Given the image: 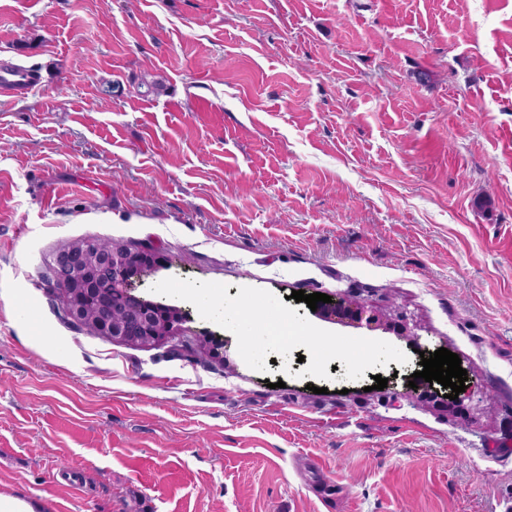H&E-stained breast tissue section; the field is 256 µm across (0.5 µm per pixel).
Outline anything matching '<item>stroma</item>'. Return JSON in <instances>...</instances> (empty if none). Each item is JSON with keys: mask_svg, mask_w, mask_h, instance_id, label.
Listing matches in <instances>:
<instances>
[{"mask_svg": "<svg viewBox=\"0 0 512 512\" xmlns=\"http://www.w3.org/2000/svg\"><path fill=\"white\" fill-rule=\"evenodd\" d=\"M0 491L48 512H512V0H0ZM153 250L137 295L223 358L115 344L40 282L61 249ZM168 277L358 295L413 364L332 381L240 357ZM30 312L18 318V309ZM40 87L38 74L25 66L10 61H0V93L19 97Z\"/></svg>", "mask_w": 512, "mask_h": 512, "instance_id": "35a3bbf8", "label": "stroma"}]
</instances>
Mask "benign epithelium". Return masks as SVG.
<instances>
[{
    "label": "benign epithelium",
    "instance_id": "1",
    "mask_svg": "<svg viewBox=\"0 0 512 512\" xmlns=\"http://www.w3.org/2000/svg\"><path fill=\"white\" fill-rule=\"evenodd\" d=\"M158 257L149 249L139 251L132 257L122 249L102 248L92 245H69L57 252L50 263L51 286L69 288L64 297L67 317L74 323L92 331L102 332L112 342L140 347H153L161 342H173L185 335L189 328L185 323L190 318L181 309L171 306L158 310L152 315L146 308L157 303L128 293L127 316L106 318L102 313L87 317L85 286L82 271L91 266L98 271L101 279L113 288H122L131 280H138L149 269L156 266ZM364 305L355 297L342 296L330 303H318L316 315L331 323L354 324L362 321L372 329L396 330L400 336H408L407 327L400 328L380 315L363 317Z\"/></svg>",
    "mask_w": 512,
    "mask_h": 512
}]
</instances>
